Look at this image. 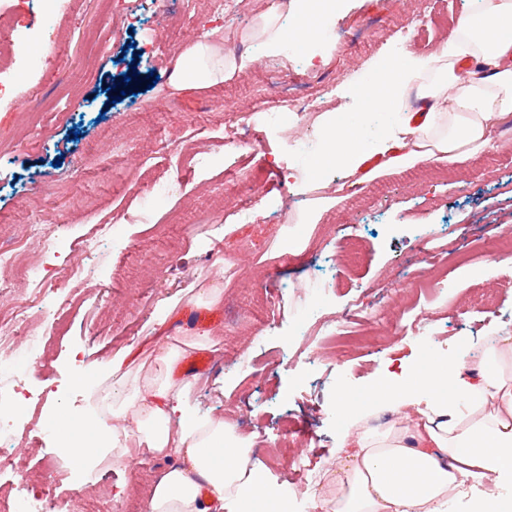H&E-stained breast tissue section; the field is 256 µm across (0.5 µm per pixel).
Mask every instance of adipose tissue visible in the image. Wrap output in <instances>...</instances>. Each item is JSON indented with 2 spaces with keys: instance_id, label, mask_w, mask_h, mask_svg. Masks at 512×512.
Returning <instances> with one entry per match:
<instances>
[{
  "instance_id": "adipose-tissue-1",
  "label": "adipose tissue",
  "mask_w": 512,
  "mask_h": 512,
  "mask_svg": "<svg viewBox=\"0 0 512 512\" xmlns=\"http://www.w3.org/2000/svg\"><path fill=\"white\" fill-rule=\"evenodd\" d=\"M345 0H272L247 42L260 52L226 56L199 40L178 58L176 89L212 85L247 69L259 54L294 40L313 48ZM355 89L359 112L326 114L315 170L359 185L411 163L463 162L512 119V0H474L437 53L381 60ZM348 422L317 512H512V336L494 337L477 360L418 363L379 378L361 398L342 396ZM394 420L374 424L383 412ZM83 418L96 431L70 453L85 469L135 458L144 445L174 466L154 479L144 512H290L291 499L267 478L254 442L231 422L200 413L193 385L170 372L132 379L110 408Z\"/></svg>"
}]
</instances>
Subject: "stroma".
<instances>
[{
  "label": "stroma",
  "mask_w": 512,
  "mask_h": 512,
  "mask_svg": "<svg viewBox=\"0 0 512 512\" xmlns=\"http://www.w3.org/2000/svg\"><path fill=\"white\" fill-rule=\"evenodd\" d=\"M465 7L466 0H347L329 20L345 42L325 48L320 82L283 85L297 96H318V112L300 125L287 116L278 131L256 126L260 144L244 156L218 147L214 130L225 106L243 111L263 97L272 57L230 80L180 91L156 34L171 13L181 20L184 44L203 38L222 47L207 0H73L54 21V49L33 46L42 70L14 76L21 109L39 113V128L19 139L20 109L0 106V224L61 225V247L48 259L58 273L52 285L59 297H77L50 354L46 399L24 402L26 425L41 423L60 400L84 410L89 392L74 377L118 352L134 350L131 373L155 369L158 343L177 330L197 334L187 313L197 296L220 287L218 314L205 328L220 351L194 376L197 405L258 443L275 447L291 433L289 466L268 459V477L298 478L303 493L323 483L339 446L341 391L362 394L400 360L423 359L420 338L400 330L404 311L414 309L436 329L437 353L453 360L469 359L491 337L512 335V275L499 268L495 248L512 229V125H501L468 161L448 165L444 180L421 179L415 163L353 194L337 193L336 173L301 193L281 182L282 170L302 173L310 163L288 146L297 130L316 138L323 114L356 109L355 86L395 51L392 23L405 25L410 51L428 56ZM73 99L83 101L81 110H68ZM179 137L209 164L175 167L167 143ZM146 171L177 172L180 185L153 199L134 186ZM244 173L272 203L252 224L234 212ZM335 195L339 203L317 211L318 200ZM312 211L318 222H302ZM119 223L122 239L101 245L108 262L92 264L86 280H67L71 249L91 225ZM219 253L230 265L216 261ZM434 264L449 286L417 299L414 286ZM319 282L326 290L318 319L360 304L344 333L376 334L379 342L313 359L320 333L297 339L291 331ZM18 446L31 485L39 484L46 459L56 460L50 512H81L77 490L125 487L134 475L115 460L92 475L70 471L64 448L49 439L23 438Z\"/></svg>",
  "instance_id": "obj_1"
}]
</instances>
